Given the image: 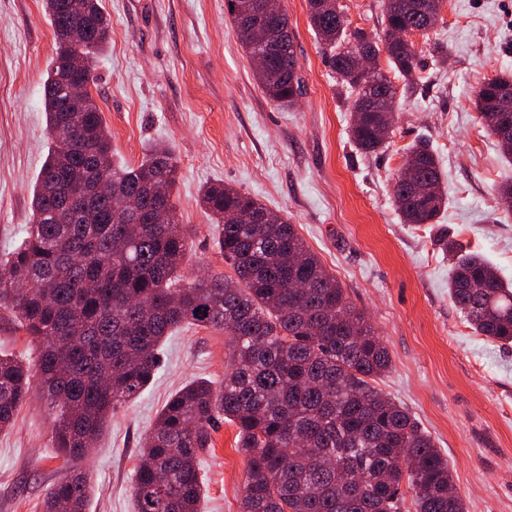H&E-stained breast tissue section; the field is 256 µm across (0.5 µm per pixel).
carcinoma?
I'll return each instance as SVG.
<instances>
[{
    "mask_svg": "<svg viewBox=\"0 0 512 512\" xmlns=\"http://www.w3.org/2000/svg\"><path fill=\"white\" fill-rule=\"evenodd\" d=\"M255 0H225L242 47L253 56L270 32L286 38L257 79L268 97L292 105L301 94L288 15L242 16ZM307 0L310 25L338 83L353 95L354 143L373 153L391 129L397 89L380 69L359 73L360 45L386 53L411 88L421 69L413 41L389 43L347 32L339 0ZM443 0H381L389 27L427 35ZM56 50L44 82L50 147L32 190L21 243L0 259V305L41 349L36 371L0 356V430L13 425L33 375L51 412L63 476L43 512H86L82 461L112 416L137 399L160 369L165 340L183 324L222 329L224 382L198 379L176 392L143 440L135 469L136 512H199L200 454L219 417L237 427L248 458L240 512H465L446 459L409 411L374 386L389 371L387 348L336 277L283 216L224 182L205 186L200 204L221 225L219 254L232 274L192 282L180 272L189 233L172 202L178 164L163 145L138 165L114 164L112 135L91 93L84 111H61L70 63H88L109 43L101 0H42ZM512 98V75L473 93L479 122L495 137L512 125L497 111ZM394 198L406 224H431L445 206L427 146L415 147L396 175ZM449 296L474 333L512 343V286L482 256L458 258Z\"/></svg>",
    "mask_w": 512,
    "mask_h": 512,
    "instance_id": "1",
    "label": "carcinoma"
}]
</instances>
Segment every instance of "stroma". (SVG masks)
Wrapping results in <instances>:
<instances>
[{"label": "stroma", "mask_w": 512, "mask_h": 512, "mask_svg": "<svg viewBox=\"0 0 512 512\" xmlns=\"http://www.w3.org/2000/svg\"><path fill=\"white\" fill-rule=\"evenodd\" d=\"M111 39L97 58L94 95L117 162L140 163L168 145L179 162L173 191L191 232L187 279L220 274L219 227L201 208L221 181L263 203L297 232L374 326L391 357L376 385L420 422L448 460L466 512H512V344L467 325L448 295L453 264L443 240L486 258L512 283V207L497 188L512 159L471 102L487 78L512 71V0H445L429 35H415L422 78L398 90L386 147L359 151L351 98L312 30L306 0H280L293 32L303 92L293 107L259 86L224 0H103ZM55 40L41 0H0V254L22 240L32 186L49 141L42 88ZM433 149L445 210L431 224L402 223L394 178L411 148ZM222 332L185 325L167 337L154 380L113 416L84 467L89 512H134L141 444L171 395L199 378L221 383ZM0 352L33 366L39 350L0 307ZM51 419L31 387L14 427L0 432V512H42L62 473ZM200 458L201 512H239L248 465L236 427L218 422Z\"/></svg>", "instance_id": "1"}]
</instances>
